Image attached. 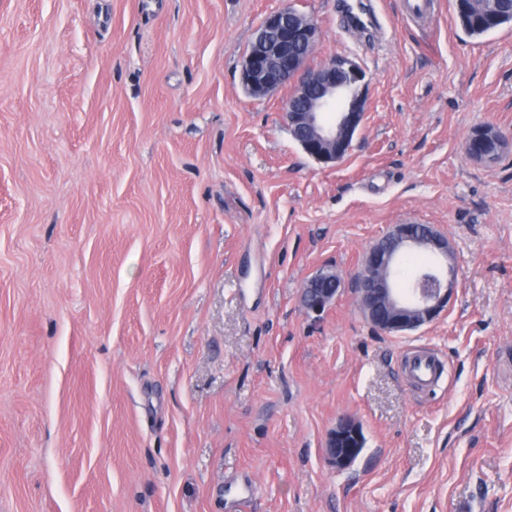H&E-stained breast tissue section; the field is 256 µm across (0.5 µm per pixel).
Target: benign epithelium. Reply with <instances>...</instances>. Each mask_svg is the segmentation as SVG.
Masks as SVG:
<instances>
[{
	"instance_id": "benign-epithelium-1",
	"label": "benign epithelium",
	"mask_w": 512,
	"mask_h": 512,
	"mask_svg": "<svg viewBox=\"0 0 512 512\" xmlns=\"http://www.w3.org/2000/svg\"><path fill=\"white\" fill-rule=\"evenodd\" d=\"M319 38L317 24L290 3L267 14L243 56L242 84L249 94L268 96L291 80H297L284 112L293 139L315 161L335 164L349 152L362 124L365 110V72L347 58L331 57L317 68L307 62ZM482 150L470 157L484 163L494 161L496 134L483 131L476 136ZM416 246L444 265L422 273L406 289L396 286L394 263L400 251ZM448 240L428 225L397 224L364 254L356 293L365 318L384 332L415 330L448 310L453 292L454 268L448 264ZM342 283L325 270L301 291V302L309 315H322L335 302ZM363 440L357 422L342 419L330 433L326 458L338 470L357 459Z\"/></svg>"
}]
</instances>
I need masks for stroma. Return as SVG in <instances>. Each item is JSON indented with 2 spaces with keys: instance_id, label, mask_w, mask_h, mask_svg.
I'll return each instance as SVG.
<instances>
[{
  "instance_id": "stroma-1",
  "label": "stroma",
  "mask_w": 512,
  "mask_h": 512,
  "mask_svg": "<svg viewBox=\"0 0 512 512\" xmlns=\"http://www.w3.org/2000/svg\"><path fill=\"white\" fill-rule=\"evenodd\" d=\"M309 64L366 73L347 156L293 139L283 87L241 62L284 2ZM382 40L338 0H0V512H512V23L466 34L454 0ZM505 134L499 160L472 133ZM433 225L446 312L406 334L354 278L393 225ZM336 273L322 316L306 282ZM445 360L432 394L404 355ZM365 446L334 468L340 418ZM342 283L335 273L325 270L309 279L301 291V302L308 315L321 316L335 302Z\"/></svg>"
}]
</instances>
